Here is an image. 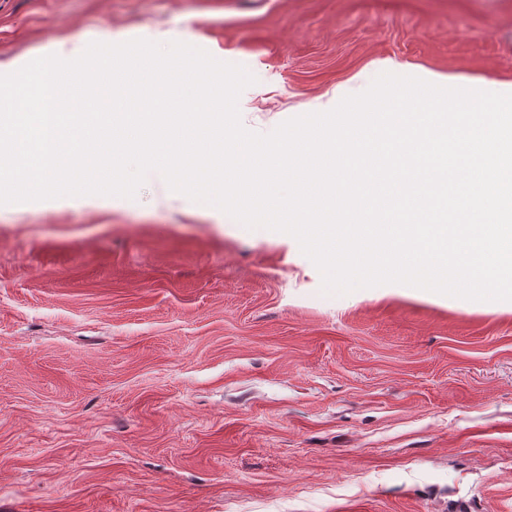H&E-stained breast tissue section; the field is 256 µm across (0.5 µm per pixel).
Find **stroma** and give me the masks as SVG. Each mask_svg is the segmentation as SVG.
Returning <instances> with one entry per match:
<instances>
[{
	"instance_id": "obj_1",
	"label": "stroma",
	"mask_w": 512,
	"mask_h": 512,
	"mask_svg": "<svg viewBox=\"0 0 512 512\" xmlns=\"http://www.w3.org/2000/svg\"><path fill=\"white\" fill-rule=\"evenodd\" d=\"M128 32L249 70L261 134L379 57L512 79V0H0V69ZM0 512H512V311L326 296L152 178L0 205Z\"/></svg>"
}]
</instances>
